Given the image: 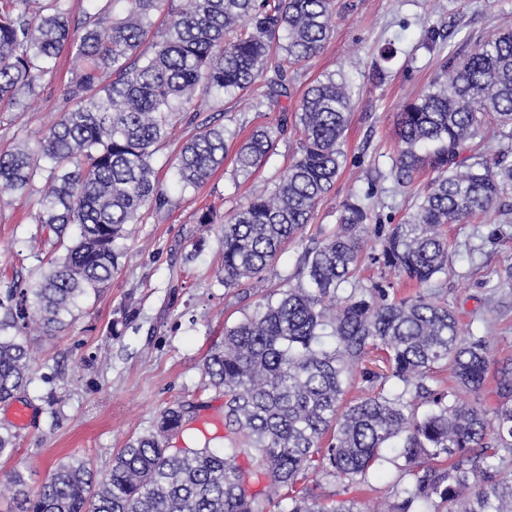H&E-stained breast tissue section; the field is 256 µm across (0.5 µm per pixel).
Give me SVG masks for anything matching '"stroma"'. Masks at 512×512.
I'll use <instances>...</instances> for the list:
<instances>
[{"mask_svg":"<svg viewBox=\"0 0 512 512\" xmlns=\"http://www.w3.org/2000/svg\"><path fill=\"white\" fill-rule=\"evenodd\" d=\"M336 27L324 48L298 67L290 95L273 106L256 107L252 94L210 101L199 120L249 133L258 126H284L277 147L252 175L233 176V156L195 191H180L171 165L190 130L178 125L152 157L171 203L143 223L126 227L120 270L110 286L80 304L75 320L42 344L43 364L22 400L36 411L31 424L18 428L12 456L0 457V483L15 471L30 487L43 483L59 462L80 460L96 473L106 472L113 455L129 439L150 430L165 407L197 405L204 429L174 440L177 448L196 446L204 436L220 434L224 399L205 388L203 364L223 342L224 327L241 317L236 290L225 289L216 275L222 265L217 227L198 223L201 209L225 215L245 202L253 185L273 180L295 157L301 138L295 112L306 87L328 74L345 77L352 89V111L345 133L346 159L334 189L317 205L300 238L277 261L276 276H294L305 247L320 230L334 227L353 195L374 191V213L395 224L407 214L427 181L409 190L395 188L386 175L393 163L394 119L403 106L427 89L440 60L463 55L476 40L490 36L512 17V0H335ZM440 34L429 46L426 32ZM394 44L396 54L383 62L379 53ZM76 67L68 55L55 79L43 85L25 109L0 111V150L38 139L61 110L58 86ZM36 196L0 195V298L12 282L34 277L53 249L56 236L33 223ZM449 270L437 281L463 331L484 337L488 368L512 359V191L504 194L483 222L448 227ZM256 283L251 301L269 294L275 278ZM137 315L125 320L127 297ZM65 395L58 426H50L46 398ZM397 472L384 464L369 485L345 488L326 481L325 500L356 498L361 508L387 500Z\"/></svg>","mask_w":512,"mask_h":512,"instance_id":"obj_1","label":"stroma"}]
</instances>
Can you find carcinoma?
Returning <instances> with one entry per match:
<instances>
[{"instance_id": "carcinoma-1", "label": "carcinoma", "mask_w": 512, "mask_h": 512, "mask_svg": "<svg viewBox=\"0 0 512 512\" xmlns=\"http://www.w3.org/2000/svg\"><path fill=\"white\" fill-rule=\"evenodd\" d=\"M124 2L123 15L104 5L80 33L67 0H0L1 107H24L63 52L78 64L37 148L0 150V193L38 195L34 221L64 248L0 301V403L33 380L42 349L31 336H54L75 319L79 301L118 272L125 226L169 203L152 166L155 146L194 124L213 94L253 91L258 108L288 96L295 68L320 52L336 15L334 0ZM164 7L171 21L155 32ZM351 109L345 81L312 82L295 112L299 155L285 173L222 223L200 213L198 223L220 224V285L264 280L310 223L335 186ZM283 132L253 129L236 148L235 173L251 175ZM477 137L512 141V20L463 58L444 60L430 89L397 115L389 178L406 189L427 169L433 177L403 222L374 225L380 249L370 259L412 281L414 294L398 298L358 278L374 193L351 197L339 224L303 252L298 281L281 278L245 305L206 358L205 385L224 392V446L172 450L194 419L192 406L172 405L103 476L80 461L60 463L31 490L14 472L4 485L10 512H363L353 498L325 505L306 483L360 486L390 451L399 477L386 512H512V477L503 476L512 464V362L498 370L490 415L467 398L483 389L486 342L462 333L434 289L448 275L447 226L490 212L512 190L505 156L462 157ZM232 138L222 126L188 137L174 166L181 191L211 177ZM374 350L397 392L347 401L356 366ZM443 370L457 387L428 385ZM412 397L428 406L423 414ZM16 439L0 429L1 457Z\"/></svg>"}]
</instances>
